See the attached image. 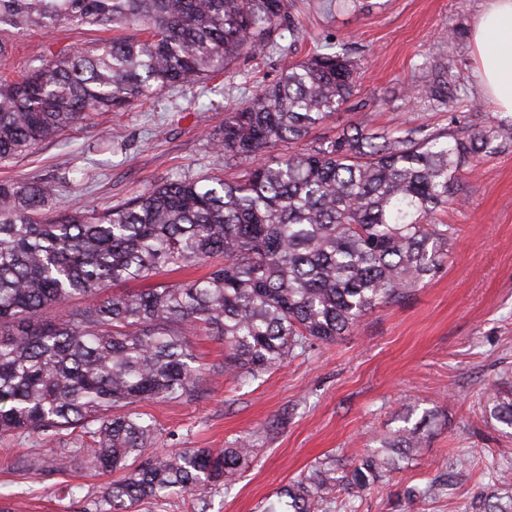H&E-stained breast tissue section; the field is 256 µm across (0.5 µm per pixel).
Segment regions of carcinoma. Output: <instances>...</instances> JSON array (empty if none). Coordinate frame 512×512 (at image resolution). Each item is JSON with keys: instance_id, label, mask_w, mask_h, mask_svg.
<instances>
[{"instance_id": "obj_1", "label": "carcinoma", "mask_w": 512, "mask_h": 512, "mask_svg": "<svg viewBox=\"0 0 512 512\" xmlns=\"http://www.w3.org/2000/svg\"><path fill=\"white\" fill-rule=\"evenodd\" d=\"M60 24L137 33L50 49L1 76L0 163L170 88H204L240 55L279 47L276 36L302 37L288 0H0V58L7 29ZM355 73L324 45L231 108L214 145L245 170L239 181L179 175L119 207L73 205L51 218L59 189L79 179L0 180V435L70 445L87 469L121 473L94 494V512L222 487L248 452L144 456L155 424L140 407L188 400L205 380L190 337L222 336L224 373L254 379L406 302L447 263L457 227L438 214L502 129L365 124L305 143L355 95ZM286 142L303 148L254 162ZM196 266L208 271L152 283ZM132 281L148 286L124 290ZM490 402L512 427V400ZM433 419L380 437L351 467L314 463L265 512H330L338 490L360 497L400 469ZM450 487L431 481L409 495ZM469 512H512V486L491 482Z\"/></svg>"}]
</instances>
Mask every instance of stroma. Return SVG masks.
Here are the masks:
<instances>
[{"mask_svg":"<svg viewBox=\"0 0 512 512\" xmlns=\"http://www.w3.org/2000/svg\"><path fill=\"white\" fill-rule=\"evenodd\" d=\"M329 0H288L304 36L292 49L237 58L200 96L164 91L142 106L99 119L43 143L35 155L0 165V179H44L74 168L90 175L83 190L61 192L59 209L77 202L103 211L123 204L175 174L223 170L238 175L213 149L229 107L275 83L289 63L332 43L359 66L356 94L315 131L373 121L396 129L469 131L496 124L483 97L471 40L487 0H358L348 12ZM110 31L63 25L11 34L5 64L17 68L46 48L110 38ZM448 86L432 93L437 73ZM461 204L440 221L457 225L447 264L401 305L377 308L350 334L297 355L282 367L243 382L219 376L191 401L143 405L156 422L154 450L230 448L250 452L227 487L171 495L138 512H261L289 481L333 454L356 462L376 434L434 413L422 452L383 487L332 512H467L497 475L512 479V428L490 418V394L512 395V139L481 152L460 183ZM467 455V469L452 456ZM15 458L30 472L7 467ZM451 481L450 497L406 498L428 480ZM63 457L34 436H0V512H90L89 496L112 482Z\"/></svg>","mask_w":512,"mask_h":512,"instance_id":"stroma-1","label":"stroma"}]
</instances>
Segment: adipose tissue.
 Wrapping results in <instances>:
<instances>
[{
  "mask_svg": "<svg viewBox=\"0 0 512 512\" xmlns=\"http://www.w3.org/2000/svg\"><path fill=\"white\" fill-rule=\"evenodd\" d=\"M471 40L485 96L512 117V0H490L476 18Z\"/></svg>",
  "mask_w": 512,
  "mask_h": 512,
  "instance_id": "obj_1",
  "label": "adipose tissue"
}]
</instances>
